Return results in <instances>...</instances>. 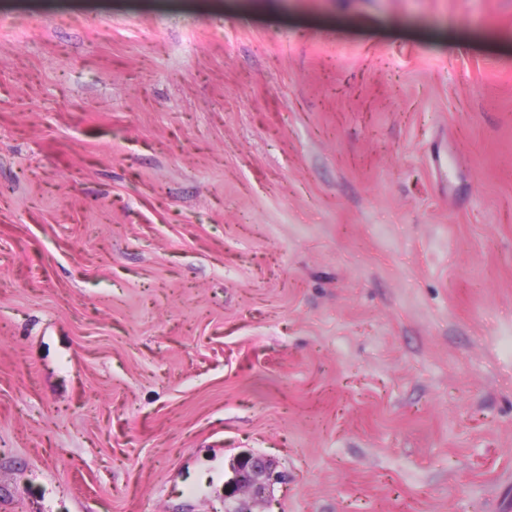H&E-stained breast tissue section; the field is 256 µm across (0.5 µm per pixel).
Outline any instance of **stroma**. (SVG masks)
Wrapping results in <instances>:
<instances>
[{
  "instance_id": "stroma-1",
  "label": "stroma",
  "mask_w": 512,
  "mask_h": 512,
  "mask_svg": "<svg viewBox=\"0 0 512 512\" xmlns=\"http://www.w3.org/2000/svg\"><path fill=\"white\" fill-rule=\"evenodd\" d=\"M0 512H512V0H0ZM232 469L234 477L224 484L225 512H253L245 507L227 506V501L238 495L271 505V501L266 498L267 481L271 476V465L268 459L257 455L242 456L233 463Z\"/></svg>"
}]
</instances>
